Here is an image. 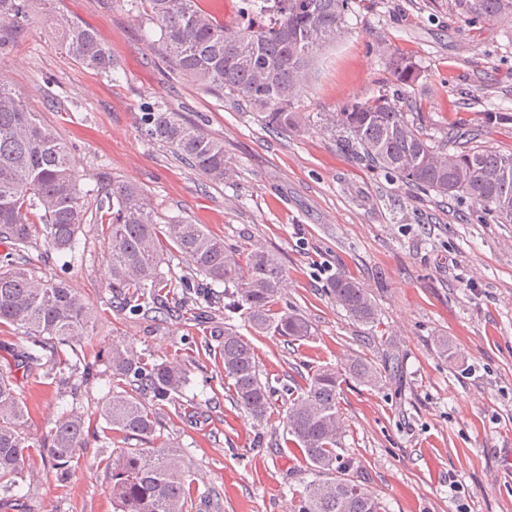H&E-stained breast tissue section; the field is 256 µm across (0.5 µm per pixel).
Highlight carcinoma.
I'll list each match as a JSON object with an SVG mask.
<instances>
[{
	"label": "carcinoma",
	"mask_w": 512,
	"mask_h": 512,
	"mask_svg": "<svg viewBox=\"0 0 512 512\" xmlns=\"http://www.w3.org/2000/svg\"><path fill=\"white\" fill-rule=\"evenodd\" d=\"M26 3L0 0V22L23 17ZM57 3L40 0L57 26L56 48L87 69L112 75L117 69L112 48L96 28L57 11ZM130 6L159 29L153 45L176 74L249 106L265 126L283 134L297 124L294 100L315 56L344 33L349 0H259L258 19L236 31L225 28L201 0H130ZM455 7L472 19L512 21V0H455ZM388 67L402 85L418 77L415 63L404 54H392ZM322 121L372 167L443 199L468 198L499 223L512 224L511 153L478 146L441 151L387 93L326 112ZM144 123L152 139L209 182L222 184L232 176L224 143L179 113L156 106L145 113ZM86 213L66 143L41 113L28 108L24 93L0 79V326H12L30 339L14 364L0 366V512L16 500L15 489L34 453L65 482L87 446L89 428L74 407L46 435L29 434L31 416L17 377L19 371L43 366L59 387L75 395L93 375L92 363L79 352L90 337L92 309L65 281L38 277L25 256L41 235L56 250L72 247ZM94 220L107 241L109 286L130 311L138 313L150 304L158 313L167 310L160 301H146L148 288H171L177 280L198 304L209 300L214 284L222 283L228 299L224 309L243 315L254 332L272 331L291 341L312 335L311 323L291 306L273 311L283 300L285 281L274 253L254 248L243 256L201 224H160L143 189L121 180L112 181V194L99 202ZM172 251L184 257L192 275L176 278L162 272L165 254ZM329 293L351 320L370 324L376 319L375 303L358 281L337 275ZM219 351L235 406L257 425L266 423L272 393L261 380L254 348L226 327ZM111 362L121 383L97 406L99 416L107 429L145 444L103 450L117 512H188L196 492L192 475L172 447H149L158 427L156 406L182 394L186 369L177 362L149 363L122 345L112 348ZM345 372L365 385L382 381V374L360 356L349 358ZM339 388L338 373L321 368L288 407L287 433L315 474L298 496L297 512H380L378 500L361 484L331 476L349 465L336 453L342 436Z\"/></svg>",
	"instance_id": "cac0c4a2"
}]
</instances>
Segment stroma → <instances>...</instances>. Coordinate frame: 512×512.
<instances>
[{
  "mask_svg": "<svg viewBox=\"0 0 512 512\" xmlns=\"http://www.w3.org/2000/svg\"><path fill=\"white\" fill-rule=\"evenodd\" d=\"M58 6L101 32L120 65L116 77L55 49L39 0H29L26 18L11 26L0 71L67 144L88 212L113 180L130 181L148 194L158 222L189 220L239 252L276 253L288 279L285 300L313 334L291 343L255 334L225 310L220 284L209 304L182 302L173 288L174 314L130 312L112 297L108 248L94 221L65 251L38 238L26 252L38 276L66 279L94 312L86 347L94 375L71 398L44 369L29 371L22 397L30 431L47 433L75 407L91 434L68 482L33 456L12 512H115L100 452L138 445L106 430L96 414L114 385L116 344L186 368L183 394L158 409L156 443L184 448L198 490L215 491L220 512H292L312 475L284 442L286 391L318 368L343 370L356 354L372 361L382 381L342 380L337 452L353 462L352 476L380 512H512V224L496 223L470 199L444 200L372 168L320 120L394 91L387 58L399 51L418 65L403 109L425 138L452 151L469 143L512 152V22H469L454 0H349L343 36L319 53L294 104L304 125L280 134L177 76L153 47L156 26L136 18L127 0ZM157 105L223 141L233 181L211 184L147 136L142 118ZM489 110L506 113V121L485 123ZM339 274L367 288L378 309L374 323H355L337 306L328 287ZM228 323L253 345L273 391L264 426L237 409L224 382L219 341Z\"/></svg>",
  "mask_w": 512,
  "mask_h": 512,
  "instance_id": "stroma-1",
  "label": "stroma"
}]
</instances>
